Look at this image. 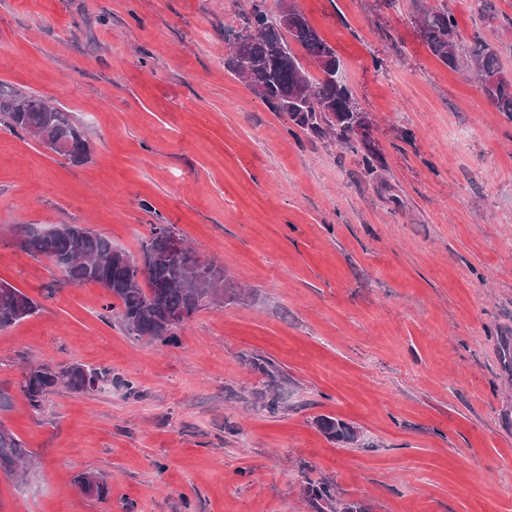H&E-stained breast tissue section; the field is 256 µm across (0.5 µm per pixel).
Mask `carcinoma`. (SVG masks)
I'll list each match as a JSON object with an SVG mask.
<instances>
[{
	"label": "carcinoma",
	"instance_id": "cac0c4a2",
	"mask_svg": "<svg viewBox=\"0 0 512 512\" xmlns=\"http://www.w3.org/2000/svg\"><path fill=\"white\" fill-rule=\"evenodd\" d=\"M279 9L274 17L265 0H251L242 25L254 28L258 35L243 52L228 55L227 67L242 77L272 111L287 113L297 128L315 138L335 137L343 147L361 154L366 174H376L383 160L370 140L355 134L366 113L350 86L336 78V71L341 69L336 49L295 3ZM418 30L434 57L450 68H468L485 96L512 119V78L503 73L493 44L477 36L473 45H464L456 20L445 6L422 9ZM297 47L317 67V75L304 70L295 52ZM19 97L20 93L0 86V117L10 128L32 137L47 133L59 141L71 139L77 143L80 155L63 152L61 156L77 163L89 159L90 139L68 113L33 94L26 96L29 107L20 109ZM174 230L173 224L152 225L150 235L141 243L139 258L115 249L109 238L79 224H63L56 232L32 231L22 251L47 260L73 285L95 283L105 288L116 299L112 307L130 335L177 345L180 325L170 321L172 315L182 310L195 314L210 302L208 293L196 287L193 274L222 275L224 271L200 262L189 246L177 255H162L167 235ZM40 309L41 304L27 293L0 281V332ZM254 368L267 378V395L262 402L265 410L274 414L280 408L275 390L279 371L265 362L254 363ZM101 377L102 373L78 364L58 370L37 365L26 372L19 391L34 411L41 412L48 395L58 387L84 392L88 384H98ZM317 426L332 441L346 445L360 441L356 428L342 420L322 417ZM33 456L13 432L0 433V474L14 477V471L27 467ZM76 483L84 494L98 500L108 499L112 492L101 474L83 472L77 475ZM305 498L314 512H364L359 503L338 498L332 485L325 482H306Z\"/></svg>",
	"mask_w": 512,
	"mask_h": 512
}]
</instances>
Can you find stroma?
<instances>
[{
  "label": "stroma",
  "instance_id": "obj_1",
  "mask_svg": "<svg viewBox=\"0 0 512 512\" xmlns=\"http://www.w3.org/2000/svg\"><path fill=\"white\" fill-rule=\"evenodd\" d=\"M368 111L382 177L271 111L224 61L249 0H0V85L69 112L74 163L0 123V279L42 305L0 332V422L37 456L0 512H512V121L427 50L445 5L512 77V0H295ZM80 224L139 255L173 224L224 301L135 339L94 283L60 284L16 226ZM281 375L282 409L260 407ZM103 371L42 413L28 367ZM330 416L361 433L337 444ZM105 474L108 500L75 485ZM254 368L268 379L266 385L268 388L267 395L262 399V402L265 410L274 414L280 408L279 394L275 390L278 382L277 378L280 377L279 371L265 362H255ZM317 426L324 436L331 441L344 443L346 445H353L360 441V437H356L357 429L342 420L332 417H322L317 420ZM305 498L315 512H364L359 503L338 498L332 485L325 482H306Z\"/></svg>",
  "mask_w": 512,
  "mask_h": 512
}]
</instances>
